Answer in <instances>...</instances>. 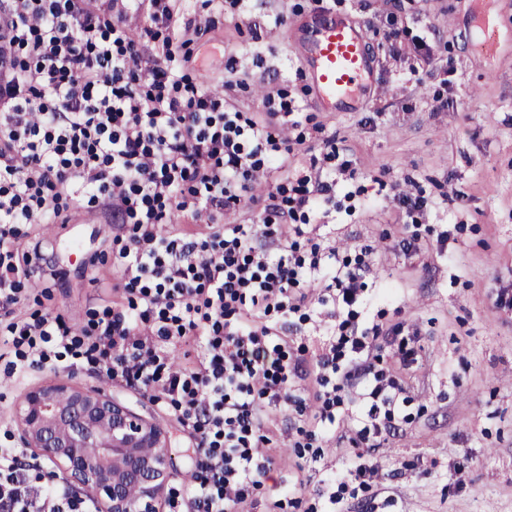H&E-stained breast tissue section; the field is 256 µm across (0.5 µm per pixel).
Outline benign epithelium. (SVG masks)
I'll return each instance as SVG.
<instances>
[{
  "label": "benign epithelium",
  "mask_w": 512,
  "mask_h": 512,
  "mask_svg": "<svg viewBox=\"0 0 512 512\" xmlns=\"http://www.w3.org/2000/svg\"><path fill=\"white\" fill-rule=\"evenodd\" d=\"M20 439L91 494L100 512H156L169 476L166 437L151 420L100 389L51 383L16 407Z\"/></svg>",
  "instance_id": "1"
}]
</instances>
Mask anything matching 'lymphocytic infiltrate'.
Here are the masks:
<instances>
[{
    "label": "lymphocytic infiltrate",
    "mask_w": 512,
    "mask_h": 512,
    "mask_svg": "<svg viewBox=\"0 0 512 512\" xmlns=\"http://www.w3.org/2000/svg\"><path fill=\"white\" fill-rule=\"evenodd\" d=\"M178 0H0V324L12 337L11 372L50 362L151 392L174 409L199 454L188 492L197 512H239L273 464L261 447L266 408L304 400L288 383L311 366L312 419L336 423L341 391L362 387L361 442L390 432L404 388L377 369L379 326L359 328L368 262L349 265L332 246L300 251L297 221L331 203L346 170L335 140L325 167L255 195L269 177L278 134L179 76L169 45L139 70L130 17L171 27ZM84 200L133 233L114 263L124 302L91 314L81 332L61 315L20 319L15 308L43 273L42 241L21 228ZM261 209L259 233L225 224L206 238L161 226L177 212ZM332 304L338 338L311 359L289 356L286 317L311 305L305 283ZM195 337V365L173 366L158 341ZM91 499L41 471L24 450L0 448V512H94Z\"/></svg>",
    "instance_id": "obj_1"
}]
</instances>
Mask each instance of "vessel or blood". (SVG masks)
<instances>
[{
    "label": "vessel or blood",
    "instance_id": "obj_1",
    "mask_svg": "<svg viewBox=\"0 0 512 512\" xmlns=\"http://www.w3.org/2000/svg\"><path fill=\"white\" fill-rule=\"evenodd\" d=\"M301 28L303 65L316 103L341 111L360 104L374 71L362 26L324 10L302 22Z\"/></svg>",
    "mask_w": 512,
    "mask_h": 512
}]
</instances>
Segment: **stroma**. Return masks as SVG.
<instances>
[{
    "mask_svg": "<svg viewBox=\"0 0 512 512\" xmlns=\"http://www.w3.org/2000/svg\"><path fill=\"white\" fill-rule=\"evenodd\" d=\"M320 7L362 23L378 62L366 102L351 112L317 106L295 56L297 26ZM490 13L497 46L487 53L472 31ZM393 30L396 55L386 40ZM168 36L173 46L189 45L183 72L204 88H222L237 111L265 115L264 96L277 87L309 115L288 133L287 177L306 174L335 137L350 165L336 176L335 204L315 236L351 263L371 250L370 303L360 308L359 324L415 332L396 427L375 447L355 441L357 389L343 391L317 459L296 448L293 406L268 408L265 434L279 456L244 512H327L326 476L344 473L359 454L375 474L344 499L342 512H512V310L495 305L500 290L512 288V0H223L219 7L183 0ZM442 100L447 109H439ZM416 186L428 203L409 215L395 194ZM446 230L451 237L439 245ZM26 231L51 244L60 277L48 297L31 289L17 315L51 312L78 328L88 310L119 300L104 210L77 206L67 219ZM410 236L419 251L399 248ZM94 255L95 282L83 273ZM308 312L288 335L313 353L335 321L319 305ZM12 356L0 334V444L21 447L14 408L28 390L53 382L107 390L167 435L170 478L157 512H193L184 491L198 448L150 394L50 365L11 375Z\"/></svg>",
    "mask_w": 512,
    "mask_h": 512,
    "instance_id": "stroma-1",
    "label": "stroma"
}]
</instances>
